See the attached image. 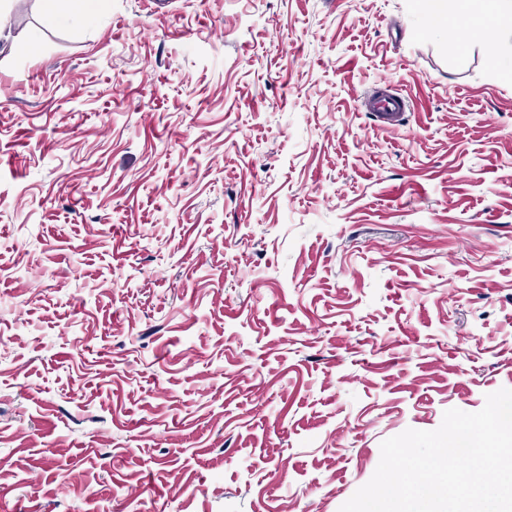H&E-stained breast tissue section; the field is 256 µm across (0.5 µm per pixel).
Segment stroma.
I'll return each mask as SVG.
<instances>
[{"mask_svg":"<svg viewBox=\"0 0 512 512\" xmlns=\"http://www.w3.org/2000/svg\"><path fill=\"white\" fill-rule=\"evenodd\" d=\"M458 26L0 15V512H339L512 389V37Z\"/></svg>","mask_w":512,"mask_h":512,"instance_id":"obj_1","label":"stroma"}]
</instances>
